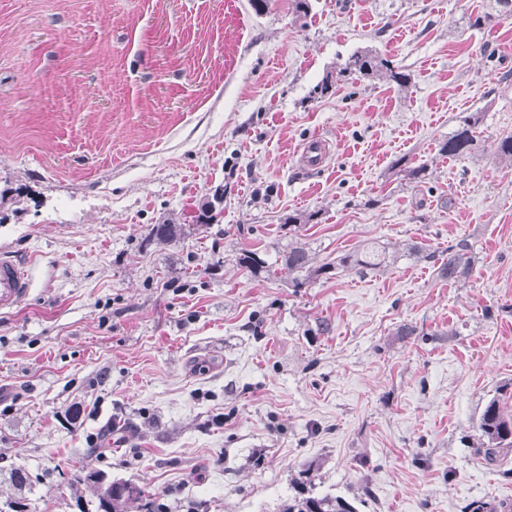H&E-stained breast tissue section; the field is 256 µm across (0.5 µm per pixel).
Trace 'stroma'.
Segmentation results:
<instances>
[{"instance_id":"1","label":"stroma","mask_w":512,"mask_h":512,"mask_svg":"<svg viewBox=\"0 0 512 512\" xmlns=\"http://www.w3.org/2000/svg\"><path fill=\"white\" fill-rule=\"evenodd\" d=\"M365 47L408 87L310 98ZM473 112L475 150L441 156ZM510 135L495 0H0V253L31 278L0 313V470L53 472L37 512H78L66 473L113 420L106 473L167 512H282L307 467L357 512L512 502V453L474 450L487 401L512 410ZM218 185L222 223L144 246ZM462 240L467 276L438 278ZM294 245L390 262L294 288Z\"/></svg>"}]
</instances>
